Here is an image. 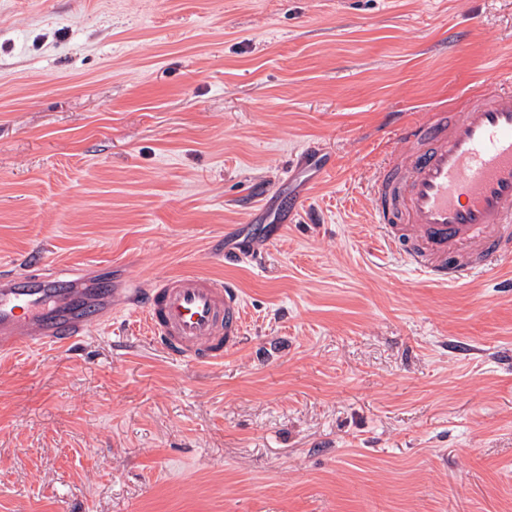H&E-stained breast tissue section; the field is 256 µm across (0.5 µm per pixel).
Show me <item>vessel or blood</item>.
<instances>
[{
	"mask_svg": "<svg viewBox=\"0 0 512 512\" xmlns=\"http://www.w3.org/2000/svg\"><path fill=\"white\" fill-rule=\"evenodd\" d=\"M493 92L443 105L396 127L390 160L368 184L380 250L439 285L486 277L512 258V79ZM0 278V354L82 341L101 322L82 294L65 299L58 274L30 287ZM154 344L192 365L222 362L247 332L244 300L230 283L194 271L158 276L132 291Z\"/></svg>",
	"mask_w": 512,
	"mask_h": 512,
	"instance_id": "b4317fda",
	"label": "vessel or blood"
}]
</instances>
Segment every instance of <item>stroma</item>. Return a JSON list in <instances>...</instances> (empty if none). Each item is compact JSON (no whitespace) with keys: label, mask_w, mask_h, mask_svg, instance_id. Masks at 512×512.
Instances as JSON below:
<instances>
[{"label":"stroma","mask_w":512,"mask_h":512,"mask_svg":"<svg viewBox=\"0 0 512 512\" xmlns=\"http://www.w3.org/2000/svg\"><path fill=\"white\" fill-rule=\"evenodd\" d=\"M489 39L512 74V0H0V268L121 313L0 357V512H512V259L428 283L366 195ZM182 270L244 296L222 363L130 302Z\"/></svg>","instance_id":"stroma-1"}]
</instances>
